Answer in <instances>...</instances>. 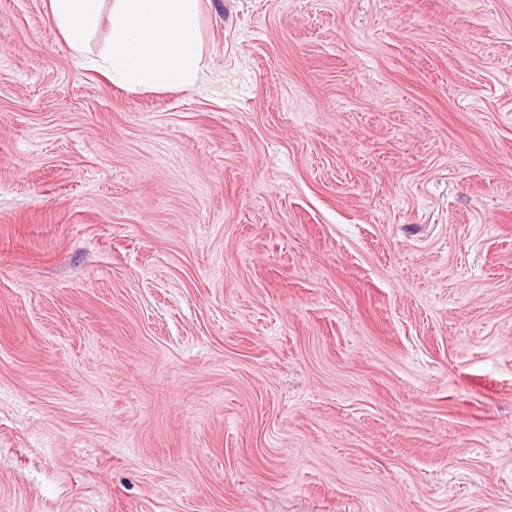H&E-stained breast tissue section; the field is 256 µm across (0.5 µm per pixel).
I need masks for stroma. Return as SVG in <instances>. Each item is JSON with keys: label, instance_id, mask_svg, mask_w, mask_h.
<instances>
[{"label": "stroma", "instance_id": "35a3bbf8", "mask_svg": "<svg viewBox=\"0 0 512 512\" xmlns=\"http://www.w3.org/2000/svg\"><path fill=\"white\" fill-rule=\"evenodd\" d=\"M0 0V512H512V0H208L128 92Z\"/></svg>", "mask_w": 512, "mask_h": 512}]
</instances>
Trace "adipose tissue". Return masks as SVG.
<instances>
[{
	"label": "adipose tissue",
	"mask_w": 512,
	"mask_h": 512,
	"mask_svg": "<svg viewBox=\"0 0 512 512\" xmlns=\"http://www.w3.org/2000/svg\"><path fill=\"white\" fill-rule=\"evenodd\" d=\"M103 0H50L49 19L76 52L98 26ZM202 0H112L111 36L90 63L129 91L196 90L208 67Z\"/></svg>",
	"instance_id": "1"
}]
</instances>
